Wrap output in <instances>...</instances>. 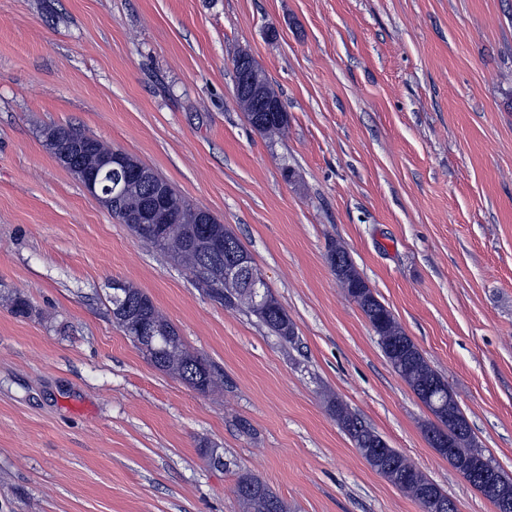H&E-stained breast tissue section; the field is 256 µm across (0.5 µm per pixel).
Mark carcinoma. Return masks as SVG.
Wrapping results in <instances>:
<instances>
[{
    "instance_id": "cac0c4a2",
    "label": "carcinoma",
    "mask_w": 512,
    "mask_h": 512,
    "mask_svg": "<svg viewBox=\"0 0 512 512\" xmlns=\"http://www.w3.org/2000/svg\"><path fill=\"white\" fill-rule=\"evenodd\" d=\"M235 97L251 126L273 136L288 123V113L269 112L265 99L277 97L265 74L247 52L234 58ZM82 132L63 126L44 128L42 136L51 154L58 160L70 155ZM87 150L75 154L69 171L76 177L98 170L103 160L115 152L104 142L86 136ZM122 169L106 178L110 184L129 177L134 181L124 199L116 207L108 208L113 217L138 237L149 240L164 256L182 264L196 274L204 265L213 281L211 297L227 308L246 307L274 335L288 342L295 336V325L288 312L276 303L264 307L256 301L249 276L224 277V267L233 263L244 252L239 239L214 216L209 223H199L200 207L178 194L172 185L134 156L120 150ZM159 210L172 225V234L166 238L154 237L151 213ZM327 261L336 279L347 295L356 302L379 337L381 348L394 371L413 391L437 420L426 428V435L443 425L452 439L451 451H442L455 469H460L477 451L469 424L463 428L448 424V410L458 409L448 382L425 360L422 352L406 335L392 312L376 297L365 279L356 270L348 252L339 244H331ZM112 316L130 314L133 320L120 325L125 336L153 366L174 376L195 390L205 393L216 384V376L203 357L189 352L177 328L158 311L151 298L130 283L110 296ZM329 411L350 437L369 465L394 486L407 493L419 504L431 496L439 503L448 500V494L431 481L403 455L374 431L364 420L353 414L335 398L329 400ZM237 496L243 512H287L284 502L259 478L244 473L238 477Z\"/></svg>"
}]
</instances>
